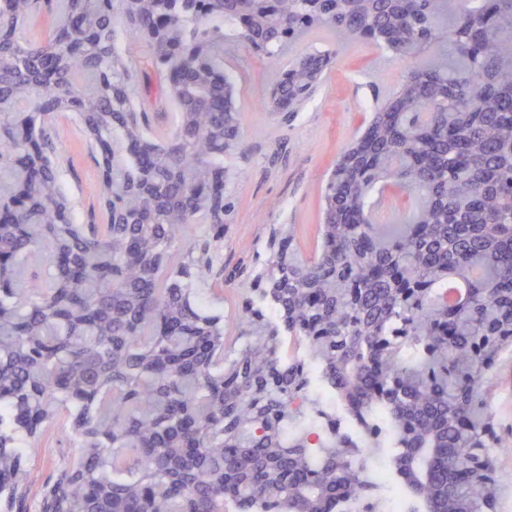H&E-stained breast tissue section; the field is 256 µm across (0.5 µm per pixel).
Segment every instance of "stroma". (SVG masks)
<instances>
[{
    "label": "stroma",
    "mask_w": 512,
    "mask_h": 512,
    "mask_svg": "<svg viewBox=\"0 0 512 512\" xmlns=\"http://www.w3.org/2000/svg\"><path fill=\"white\" fill-rule=\"evenodd\" d=\"M330 50L332 61L307 106L296 116L271 112L262 102L277 70L260 54L243 46H224V70L235 81L234 98L242 108L244 150L236 159L229 184L234 210L224 232L212 272L195 286L194 300L205 312L230 318L250 298V275L260 270L273 225L295 227L296 246L310 255L322 219L323 176L361 133L372 112L384 103L412 68L364 40L339 41L330 31L312 32L297 52ZM60 150L66 160L61 181L84 224L96 204L100 153L66 118L57 124ZM496 425L512 436V358L498 364L490 379ZM37 454L27 460V491L38 497L63 461H75V443L48 431Z\"/></svg>",
    "instance_id": "obj_1"
}]
</instances>
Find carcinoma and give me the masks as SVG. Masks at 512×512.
<instances>
[{
	"label": "carcinoma",
	"mask_w": 512,
	"mask_h": 512,
	"mask_svg": "<svg viewBox=\"0 0 512 512\" xmlns=\"http://www.w3.org/2000/svg\"><path fill=\"white\" fill-rule=\"evenodd\" d=\"M36 0H0V190L25 200L0 222V495L12 512H381L366 460L378 439L311 443L321 381L349 417L384 412L392 469L420 512H494L512 493L461 469L497 436L486 378L512 353V0H41L53 26L25 36ZM170 30H157L160 15ZM314 29L426 57L373 113L324 188L309 258L295 228L269 238L235 321L203 314L243 144L224 42L277 61ZM452 45L459 62L434 52ZM162 81L134 103L130 48ZM280 69L264 107L296 112L330 63ZM65 111L96 134L99 224H78L52 135ZM171 127L154 124L167 106ZM420 200L376 224L387 188ZM205 225L198 251L177 245ZM464 285L451 302L448 282ZM44 424L79 443L51 492L16 496Z\"/></svg>",
	"instance_id": "cac0c4a2"
}]
</instances>
